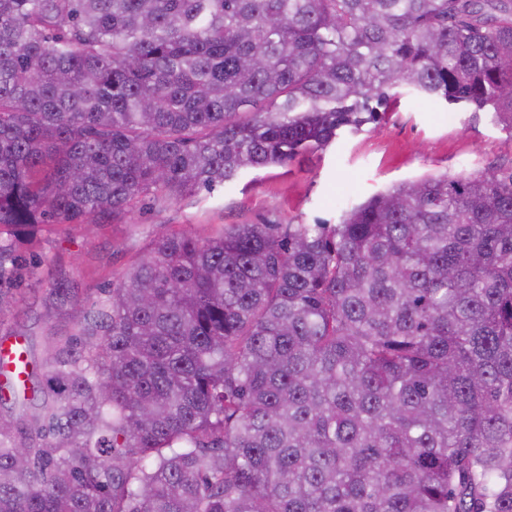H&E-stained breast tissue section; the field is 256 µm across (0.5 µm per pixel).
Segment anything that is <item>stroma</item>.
<instances>
[{"mask_svg": "<svg viewBox=\"0 0 512 512\" xmlns=\"http://www.w3.org/2000/svg\"><path fill=\"white\" fill-rule=\"evenodd\" d=\"M512 165V135L485 114L441 104L402 100L397 111L355 134H343L323 151L285 166L246 172L232 185L149 207L140 203L122 224H69L43 229L33 250L52 260L17 291L0 318V338L30 335L35 350L69 334L75 319L44 306L48 272L68 277L82 308L103 299L102 288L118 282L158 225L200 237L226 224H335L343 209L387 187L424 176L476 177Z\"/></svg>", "mask_w": 512, "mask_h": 512, "instance_id": "obj_1", "label": "stroma"}]
</instances>
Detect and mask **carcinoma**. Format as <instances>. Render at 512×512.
<instances>
[{
	"label": "carcinoma",
	"mask_w": 512,
	"mask_h": 512,
	"mask_svg": "<svg viewBox=\"0 0 512 512\" xmlns=\"http://www.w3.org/2000/svg\"><path fill=\"white\" fill-rule=\"evenodd\" d=\"M402 95L512 135V0H0V311L44 227L286 165ZM103 292L41 362L14 335L0 512H512V167L161 232Z\"/></svg>",
	"instance_id": "1"
}]
</instances>
